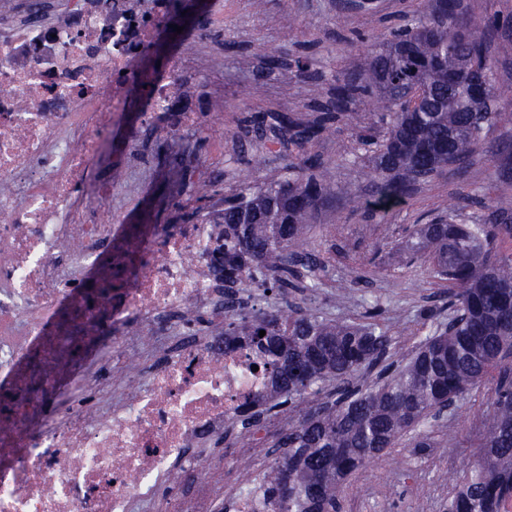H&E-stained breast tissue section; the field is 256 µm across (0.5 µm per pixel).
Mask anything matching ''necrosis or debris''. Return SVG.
Segmentation results:
<instances>
[{"mask_svg":"<svg viewBox=\"0 0 512 512\" xmlns=\"http://www.w3.org/2000/svg\"><path fill=\"white\" fill-rule=\"evenodd\" d=\"M170 0H0V512H273L224 481L268 456L287 417L217 448L267 392L249 346L224 344L214 256L224 204L130 221L157 137L214 136L223 99L190 49L149 59ZM142 98L121 146L111 132Z\"/></svg>","mask_w":512,"mask_h":512,"instance_id":"necrosis-or-debris-1","label":"necrosis or debris"}]
</instances>
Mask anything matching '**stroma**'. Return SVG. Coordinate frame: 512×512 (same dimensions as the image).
<instances>
[{"instance_id":"obj_1","label":"stroma","mask_w":512,"mask_h":512,"mask_svg":"<svg viewBox=\"0 0 512 512\" xmlns=\"http://www.w3.org/2000/svg\"><path fill=\"white\" fill-rule=\"evenodd\" d=\"M355 0H224V25L199 29L186 22V32H200L195 51L221 52L224 66L206 70L201 81L224 88V180L214 191L231 195L248 184L260 186L279 178L289 156L298 149L334 162L337 181L349 174L347 165L363 152L360 134L378 124L368 102L344 110L342 119L319 138L301 142V128L322 112L335 111L336 74L357 68L360 34L382 36L410 21L426 0H370L365 8ZM467 14H499L501 23L491 41L495 79L502 89L498 116L487 132L488 151L473 157L467 173L444 171L413 184L403 203L386 212L353 207L338 196L316 213L304 242L322 262L319 288L288 289L282 296L290 310L350 321L377 309L397 358L410 357L416 345L434 329L425 311L448 296V286L432 278L427 263H402L396 246L414 225L440 214H454L464 224H481L502 199L512 200V173L492 151L512 146V0H462ZM282 53L274 71L264 68L265 52ZM305 62L298 76L297 62ZM260 112H285L298 120L287 136L272 127L256 133L253 117ZM191 149L198 157L211 152V141L160 142L149 165L152 193L138 207L153 209L158 223H169L183 210L171 198L165 179L170 154ZM495 381L472 389L448 416L426 423L433 442L411 447L408 440L378 461L352 475L342 487L340 512H448L453 486L470 471L480 455L479 439L491 425Z\"/></svg>"}]
</instances>
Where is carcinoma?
<instances>
[{"mask_svg": "<svg viewBox=\"0 0 512 512\" xmlns=\"http://www.w3.org/2000/svg\"><path fill=\"white\" fill-rule=\"evenodd\" d=\"M488 36L485 18L442 0L389 39L357 38L362 64L337 76L336 90L348 101L369 99L384 126L382 138L362 139L375 190L365 207L388 211L417 177L447 166L461 174L483 149L499 96ZM418 87L424 99L413 109ZM338 190L328 164L308 156L289 161L288 176L226 197L224 282L281 292L315 276L313 253L298 247L314 211ZM499 235L512 237L511 201L492 210L488 225L460 224L450 214L416 230L411 250L429 258L433 278L449 282L456 326L450 332L437 323L404 366L375 322L278 306L227 319L224 344L248 345L270 365L269 395L241 406L229 427L259 421L262 406L288 414L276 441L284 453L262 487L277 512H336L349 476L406 436L415 448L432 447L417 427L493 374L497 412L480 444L485 452L449 512H502L512 499V259L493 252Z\"/></svg>", "mask_w": 512, "mask_h": 512, "instance_id": "carcinoma-1", "label": "carcinoma"}]
</instances>
